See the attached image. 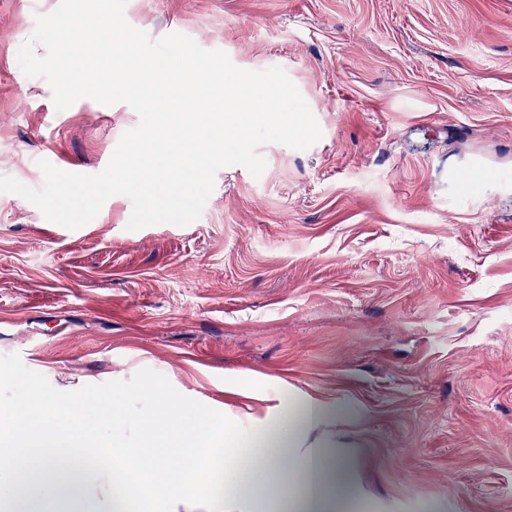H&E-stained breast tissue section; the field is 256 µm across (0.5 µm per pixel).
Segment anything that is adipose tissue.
<instances>
[{"mask_svg":"<svg viewBox=\"0 0 512 512\" xmlns=\"http://www.w3.org/2000/svg\"><path fill=\"white\" fill-rule=\"evenodd\" d=\"M283 412L264 427L226 425L222 415L182 429L191 444L224 443L244 449L229 457L234 479L227 492H208L209 466L184 462L181 479L168 481V495L157 512H354L356 476L344 448L321 435L330 413L315 401L282 402ZM289 461L282 471L281 461Z\"/></svg>","mask_w":512,"mask_h":512,"instance_id":"obj_1","label":"adipose tissue"}]
</instances>
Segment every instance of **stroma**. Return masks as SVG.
Segmentation results:
<instances>
[{"label":"stroma","instance_id":"obj_1","mask_svg":"<svg viewBox=\"0 0 512 512\" xmlns=\"http://www.w3.org/2000/svg\"><path fill=\"white\" fill-rule=\"evenodd\" d=\"M60 0H0V176L102 171L128 104L56 110L20 46ZM239 68H283L323 132L221 168L201 217L70 230L0 193V355L58 390L143 368L228 422L338 415L358 512H512V0H128ZM477 172L463 183L459 174Z\"/></svg>","mask_w":512,"mask_h":512}]
</instances>
